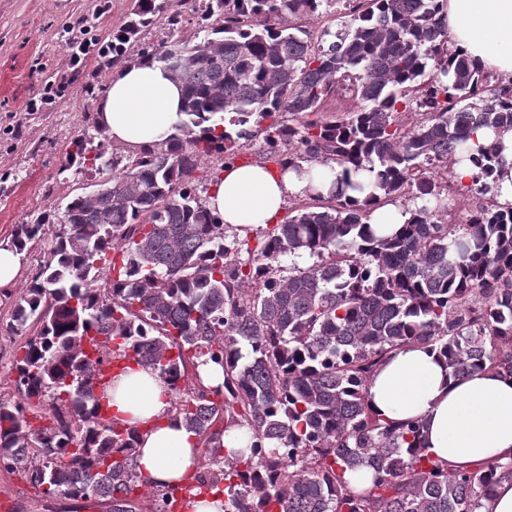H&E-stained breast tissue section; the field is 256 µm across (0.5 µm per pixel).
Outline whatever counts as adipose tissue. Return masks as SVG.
<instances>
[{
  "mask_svg": "<svg viewBox=\"0 0 512 512\" xmlns=\"http://www.w3.org/2000/svg\"><path fill=\"white\" fill-rule=\"evenodd\" d=\"M455 48L482 69L512 79V0H444ZM181 90L154 61L115 70L98 105V122L114 143L137 149L175 133L184 114ZM297 176L265 164H229L209 190V207L240 230L276 223L288 194L310 177L333 182L334 171L310 164ZM105 397L112 416L139 431L136 471L146 487L183 486L199 461L198 441L169 415L156 374L131 367L114 373ZM374 411L391 421L419 419L429 456L470 467L512 457V378L493 372L450 378L436 353L412 343L397 351L368 388Z\"/></svg>",
  "mask_w": 512,
  "mask_h": 512,
  "instance_id": "obj_1",
  "label": "adipose tissue"
}]
</instances>
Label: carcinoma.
Returning a JSON list of instances; mask_svg holds the SVG:
<instances>
[{
    "label": "carcinoma",
    "instance_id": "cac0c4a2",
    "mask_svg": "<svg viewBox=\"0 0 512 512\" xmlns=\"http://www.w3.org/2000/svg\"><path fill=\"white\" fill-rule=\"evenodd\" d=\"M338 0H201L191 44L137 58L184 88L185 120L159 143L112 154L71 142L70 162L100 178L65 205L56 240L6 324L25 338L19 399H0V466L49 499L95 497L139 512L137 431L104 412L103 366L151 369L207 467L186 489L224 494V512H480L512 458L467 468L433 461L418 419L376 414L367 386L403 346L444 359L448 374L512 377V206L498 202L500 141L512 132V80L448 47L441 0H345L347 19L313 37L306 25ZM173 0H137L112 35V65ZM347 101L328 115V99ZM417 111L413 124L399 121ZM263 133L266 159L338 169L327 194L254 246L229 233L192 185L205 157L233 163ZM464 163L481 203L448 213V163ZM412 218L374 234L372 209ZM49 215L14 227L22 253ZM40 324L26 336L31 322ZM210 365L223 383L206 385ZM45 411L34 425L28 412ZM247 429L226 458L219 438ZM372 469L370 481L351 475ZM175 487L153 490L166 512Z\"/></svg>",
    "mask_w": 512,
    "mask_h": 512
}]
</instances>
